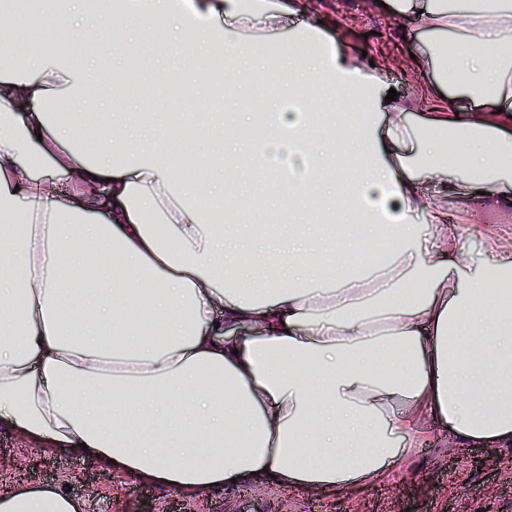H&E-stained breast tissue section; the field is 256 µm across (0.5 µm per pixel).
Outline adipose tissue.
Wrapping results in <instances>:
<instances>
[{"mask_svg":"<svg viewBox=\"0 0 512 512\" xmlns=\"http://www.w3.org/2000/svg\"><path fill=\"white\" fill-rule=\"evenodd\" d=\"M416 39L425 96L387 101V67L353 64L340 37L295 25L300 0H49L0 8V426L153 484L201 491L254 478L348 491L396 469L431 423L483 446L512 443V242L471 265L456 202L512 207V5L384 0ZM123 33L121 59L158 84L191 75L213 97L224 65L288 83L264 134L195 147L179 127L113 115L90 145L50 109L85 97L76 48L91 20ZM50 27L57 49L28 51ZM459 50L444 58L438 40ZM318 113L286 107L289 91ZM363 115L336 109L337 92ZM258 168L295 222L275 236L223 232L225 158ZM430 191H422V180ZM356 228L331 225L332 212ZM433 228L421 232L420 221ZM386 250L365 254L367 243ZM251 326L246 336L236 327ZM0 512H83L55 486L0 494Z\"/></svg>","mask_w":512,"mask_h":512,"instance_id":"obj_1","label":"adipose tissue"}]
</instances>
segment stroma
Listing matches in <instances>:
<instances>
[{
	"label": "stroma",
	"mask_w": 512,
	"mask_h": 512,
	"mask_svg": "<svg viewBox=\"0 0 512 512\" xmlns=\"http://www.w3.org/2000/svg\"><path fill=\"white\" fill-rule=\"evenodd\" d=\"M297 19L325 22L328 34H341L359 66L388 64L390 82L414 114L434 109V102L422 95L421 73L409 63L411 41L402 39L393 17L371 0H317L315 9L302 11ZM461 220L468 227L463 248L470 261L485 263L493 246L483 228H512V208L488 203L463 212ZM0 457L9 466L0 477V493L22 483L68 485L86 512H512V446L467 447L447 433L434 435L406 457L398 476L336 494L267 486L260 480L239 488L185 493L2 428Z\"/></svg>",
	"instance_id": "35a3bbf8"
}]
</instances>
